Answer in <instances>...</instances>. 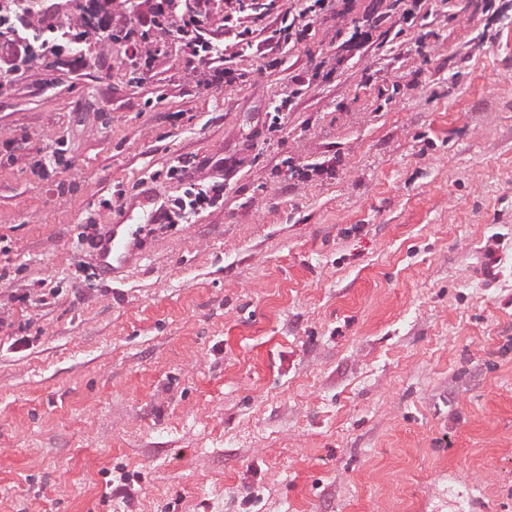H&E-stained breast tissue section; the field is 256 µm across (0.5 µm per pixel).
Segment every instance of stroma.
Here are the masks:
<instances>
[{
    "mask_svg": "<svg viewBox=\"0 0 512 512\" xmlns=\"http://www.w3.org/2000/svg\"><path fill=\"white\" fill-rule=\"evenodd\" d=\"M188 2L0 70V512H512V0ZM295 20V15H293V19L289 24H286L287 20L283 19L281 26L271 31V34L266 38L270 52L276 54L283 45H288L291 42L293 35L300 37L307 31L308 23L302 25L301 28H295ZM114 229L111 227L109 231L103 236V238L100 239L98 244V249L100 252V255L102 257V260L107 268H110L112 266V258H114L117 254V249L121 247L123 248V236L119 232V226ZM110 260L111 262H109Z\"/></svg>",
    "mask_w": 512,
    "mask_h": 512,
    "instance_id": "35a3bbf8",
    "label": "stroma"
}]
</instances>
